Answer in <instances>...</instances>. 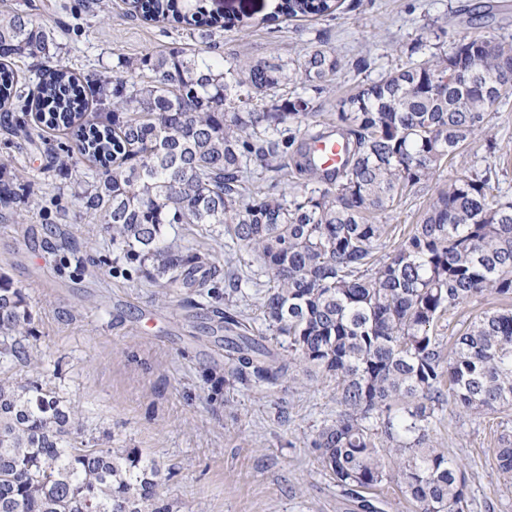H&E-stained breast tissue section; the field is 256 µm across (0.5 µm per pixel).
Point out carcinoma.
<instances>
[{"instance_id":"obj_1","label":"carcinoma","mask_w":512,"mask_h":512,"mask_svg":"<svg viewBox=\"0 0 512 512\" xmlns=\"http://www.w3.org/2000/svg\"><path fill=\"white\" fill-rule=\"evenodd\" d=\"M146 19H172L200 39L188 53H151L142 75L93 73L82 80L57 57L54 29L20 11L0 13V112H11L10 59L49 65L37 85L45 126L76 131L77 151L96 170L77 194L103 213L112 245L138 263L144 280L170 292L211 294L220 271L211 253L171 236L176 224H220L224 239L251 253L268 330L286 354L253 334L243 314L224 310L229 380L246 388L303 367L333 381L341 411L312 446L358 512H381L366 493L396 485L417 512H464L466 482L448 450L433 444L436 413L448 400L483 413L512 406V309L485 312L443 355L440 319L484 294L512 299V200L492 194L488 166L448 178L421 222L389 255L378 221L407 188L433 178L478 138L487 150L489 114L512 91L488 96L457 75L475 65L474 83L512 82V38L463 36L450 51L408 61L340 99L336 131L346 162L322 169L309 144L283 137L308 126L311 101L296 94L272 109L254 96L303 80L320 90L343 67L332 48L296 67L215 64L208 38L244 22L209 13L196 0H129ZM337 0H282L288 18L325 16ZM112 124L84 119L85 104ZM296 147L299 168L318 177L291 195L278 190V158ZM273 173L252 190L254 166ZM25 185L0 184V206L24 199ZM32 312L23 289L0 273V512H175L158 488L161 469L136 448H91L77 441L76 406L24 373L31 364ZM512 478V441L494 450Z\"/></svg>"}]
</instances>
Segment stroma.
I'll return each mask as SVG.
<instances>
[{
    "instance_id": "35a3bbf8",
    "label": "stroma",
    "mask_w": 512,
    "mask_h": 512,
    "mask_svg": "<svg viewBox=\"0 0 512 512\" xmlns=\"http://www.w3.org/2000/svg\"><path fill=\"white\" fill-rule=\"evenodd\" d=\"M279 0H206L208 10L251 17L249 28L214 30L213 55L224 68L251 60L293 62L325 45L345 62L323 89L296 85L311 99L318 123L331 122L338 100L408 62L416 40L449 49L483 7L478 32L512 35V0H340L323 17L274 19ZM55 29L63 65L78 75L120 74L146 53L195 49L179 24L130 16L126 0H0ZM366 59L364 70L352 66ZM20 75L12 129L0 127V171L21 175L32 191L0 219V272L23 288L33 314L31 353L38 376L79 405L81 438L97 448H137L161 467L159 492L176 512H350L311 441L317 427L339 412L332 383L298 375L243 389L212 378L226 369L223 294L231 275L256 268L254 256H228L222 228L179 226L184 244L215 253L221 272L214 295H163L140 278L137 264L116 261L102 216L79 208L74 197L90 173L86 160L68 162L74 142L35 119L33 92L44 72L40 60L15 63ZM496 152L477 140L433 179L410 188L383 223L395 226L394 249L418 223L449 175L489 164L498 171L494 193L512 198V102L489 115ZM512 440V407L470 414L444 405L432 433L460 464L467 512H512V483L493 456Z\"/></svg>"
}]
</instances>
